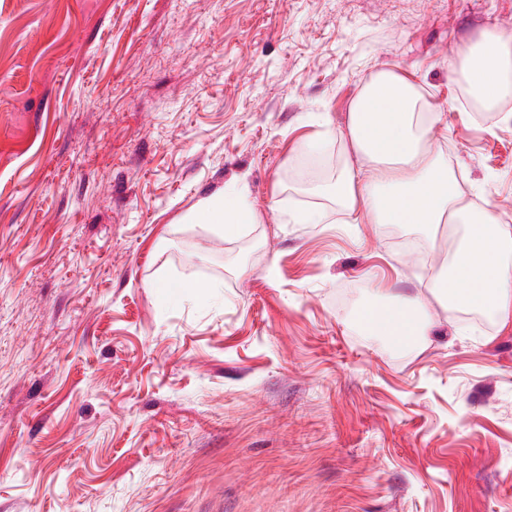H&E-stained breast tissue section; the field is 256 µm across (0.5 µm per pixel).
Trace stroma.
I'll use <instances>...</instances> for the list:
<instances>
[{
    "mask_svg": "<svg viewBox=\"0 0 512 512\" xmlns=\"http://www.w3.org/2000/svg\"><path fill=\"white\" fill-rule=\"evenodd\" d=\"M487 29L512 0H0V512H512V318L395 348L373 281L444 246L303 174L392 68L512 225V100L451 67ZM242 179L259 223H186Z\"/></svg>",
    "mask_w": 512,
    "mask_h": 512,
    "instance_id": "1",
    "label": "stroma"
}]
</instances>
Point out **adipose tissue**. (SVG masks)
Masks as SVG:
<instances>
[{"label": "adipose tissue", "mask_w": 512, "mask_h": 512, "mask_svg": "<svg viewBox=\"0 0 512 512\" xmlns=\"http://www.w3.org/2000/svg\"><path fill=\"white\" fill-rule=\"evenodd\" d=\"M456 72L485 107L511 99L512 34L486 31L465 43ZM442 124L443 114L429 102L422 82L392 68L373 73L351 101L339 132L345 159L336 182L320 191L347 215L372 224H413L424 230L447 225L448 257L432 268L429 290L440 301L512 315V226L463 192L436 138ZM188 219L233 237L260 216L241 181L224 195L202 199ZM370 295L375 307L363 320L396 347L431 334L433 317L421 295L382 284Z\"/></svg>", "instance_id": "1"}]
</instances>
